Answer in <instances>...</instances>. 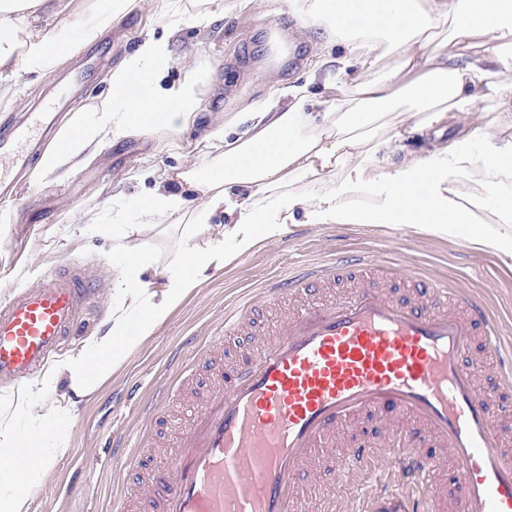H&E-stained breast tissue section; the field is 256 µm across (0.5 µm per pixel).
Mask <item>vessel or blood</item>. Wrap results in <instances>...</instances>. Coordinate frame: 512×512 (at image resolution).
<instances>
[{"instance_id": "obj_1", "label": "vessel or blood", "mask_w": 512, "mask_h": 512, "mask_svg": "<svg viewBox=\"0 0 512 512\" xmlns=\"http://www.w3.org/2000/svg\"><path fill=\"white\" fill-rule=\"evenodd\" d=\"M50 111L0 132V198L16 195L11 173L27 168L54 129ZM363 286L284 312L270 344L249 351L229 385H215L152 475L160 512H298L301 476L334 478L382 461L417 487L429 512H512V369L480 383L503 347L481 301L434 281L395 297L386 282L405 277L396 261L349 258L340 268H307L265 289L262 305L317 293L338 270ZM81 265L43 278L0 306V382L22 383L61 348L97 295ZM236 315L201 357L241 335ZM404 417L386 447L362 440L334 456L328 443L362 418ZM449 467L456 490L438 471Z\"/></svg>"}]
</instances>
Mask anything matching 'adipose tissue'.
I'll list each match as a JSON object with an SVG mask.
<instances>
[{"label": "adipose tissue", "instance_id": "adipose-tissue-1", "mask_svg": "<svg viewBox=\"0 0 512 512\" xmlns=\"http://www.w3.org/2000/svg\"><path fill=\"white\" fill-rule=\"evenodd\" d=\"M307 27L322 32L340 49L338 75L355 73L353 94L338 93L322 112L312 111L306 87L289 88L291 105L270 101L251 113L250 126L234 140L224 129V156L208 175L186 170L176 185H158L134 197L129 207L137 223L113 232L122 253L112 290V308L102 330L86 336L79 348L52 361L27 390L22 415L28 429L0 427V512H29L30 493L45 478L58 456L67 450L65 419L75 416L79 397L94 385L84 374L96 362L99 378H107L128 354L196 287L209 268H221L227 253L243 256L265 242L279 240L303 215L309 224H419L449 238L512 257V193L498 191L500 178L512 176V139L489 140L481 129L464 142L433 143L426 157L387 172L380 162L401 150L404 133L387 119L390 110L407 105L419 119L420 133L459 113L474 111L489 97L501 112H512V0H290ZM60 0H0V72L11 77L51 75L71 51L70 25ZM446 35L452 54L427 55L435 35ZM394 58L384 72L381 60ZM164 40L147 36L113 69L114 91L142 80L148 108L117 104L112 94L95 108L94 122H75L72 131L40 158L44 172L67 173L113 139L131 131L187 123L199 106L198 82L192 61H185L186 79L160 84L168 64ZM477 146L493 193L499 227L476 223L470 202L456 190L457 173L467 155L465 145ZM307 179L326 184L322 194L293 191ZM199 193L190 205L184 189ZM365 189L374 200L360 206L348 202L350 192ZM190 210L181 253L165 268V284L152 290L145 274L154 267L153 253L133 241L143 225L161 224ZM208 234L206 248L194 240ZM67 386L74 398L62 409L41 411V404ZM39 452L27 470L13 465L21 439Z\"/></svg>", "mask_w": 512, "mask_h": 512}]
</instances>
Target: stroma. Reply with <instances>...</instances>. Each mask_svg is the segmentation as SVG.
<instances>
[{
  "label": "stroma",
  "mask_w": 512,
  "mask_h": 512,
  "mask_svg": "<svg viewBox=\"0 0 512 512\" xmlns=\"http://www.w3.org/2000/svg\"><path fill=\"white\" fill-rule=\"evenodd\" d=\"M221 6L222 14L200 24L196 17L212 10L211 0H144L113 20L92 46L99 75L79 94L80 110L98 105L110 91L112 69L150 32L169 43L164 82L184 79V56L197 61L200 106L193 122L114 140L63 178L31 165L18 176L17 196L0 200V303L70 262L100 275L96 307L79 335L70 337L68 349L78 348L83 337L99 329L112 307V280L121 258L112 227L131 223L129 198L169 183L190 165L208 172L224 153L223 141L211 136L213 130H245L250 112L293 86L321 95L328 74L337 68L335 46L307 28L285 0H222ZM69 37L74 51L55 74L12 80L11 102L0 105V125L40 111L53 86L65 84L76 71L89 46L77 31ZM477 125L497 138L512 135V113L498 112L491 101L482 100L477 112L449 120L440 137L459 141ZM181 227V219L173 218L147 225L135 237L155 255L153 289L162 288L160 271L181 250ZM353 255L401 258L451 288L483 297L497 316L500 335L512 343V258L414 224L289 225L279 241L209 269L169 318L85 398L78 417L66 423L68 450L38 487L30 512H114L122 499L131 512H150V498L136 484L133 462L139 447H171L183 423L201 406L211 381L206 368L194 364L201 345L223 327L225 315L257 298L275 277L300 265ZM190 363L196 386L170 404L166 424L147 425L143 407L168 385L177 366ZM117 443L123 453H114ZM392 488V480L362 471L333 488L331 496L314 499L311 507L313 512H332L334 499L346 495L354 512H369Z\"/></svg>",
  "instance_id": "obj_1"
}]
</instances>
